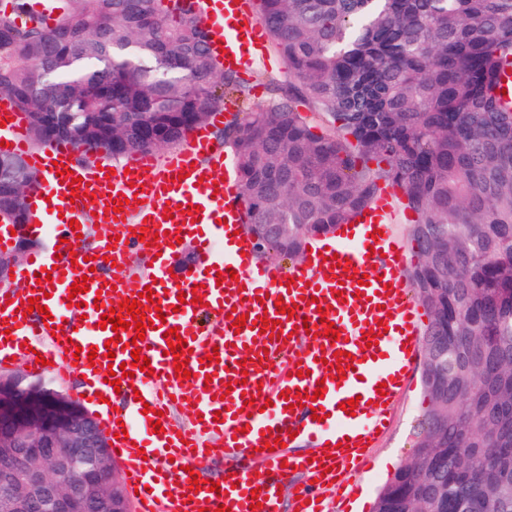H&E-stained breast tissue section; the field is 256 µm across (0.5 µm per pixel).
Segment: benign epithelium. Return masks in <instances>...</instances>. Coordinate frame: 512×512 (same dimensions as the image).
<instances>
[{"label": "benign epithelium", "mask_w": 512, "mask_h": 512, "mask_svg": "<svg viewBox=\"0 0 512 512\" xmlns=\"http://www.w3.org/2000/svg\"><path fill=\"white\" fill-rule=\"evenodd\" d=\"M263 228L261 255L268 239L288 238L286 224ZM46 395L40 380L0 374V512H132L126 490L104 479L115 463L95 417Z\"/></svg>", "instance_id": "benign-epithelium-1"}]
</instances>
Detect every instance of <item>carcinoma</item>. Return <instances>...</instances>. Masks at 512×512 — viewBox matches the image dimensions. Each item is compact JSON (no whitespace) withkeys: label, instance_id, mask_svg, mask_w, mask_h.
<instances>
[{"label":"carcinoma","instance_id":"1","mask_svg":"<svg viewBox=\"0 0 512 512\" xmlns=\"http://www.w3.org/2000/svg\"><path fill=\"white\" fill-rule=\"evenodd\" d=\"M254 2L288 88L224 127L246 223L310 225L271 243L293 259L383 184L415 215L428 405L372 512H512V0ZM26 4L0 9V99L39 148L176 145L240 91L173 0H46L49 26ZM20 159L0 154V204L37 181Z\"/></svg>","mask_w":512,"mask_h":512}]
</instances>
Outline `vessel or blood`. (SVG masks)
I'll list each match as a JSON object with an SVG mask.
<instances>
[{
    "mask_svg": "<svg viewBox=\"0 0 512 512\" xmlns=\"http://www.w3.org/2000/svg\"><path fill=\"white\" fill-rule=\"evenodd\" d=\"M193 8L225 69L243 71L265 56V28L248 0H195ZM223 118L222 109H213L209 123L192 129L174 154L139 153L106 178L97 166L76 165L70 142L30 150L25 112L10 102L0 107V141L45 177L23 223L0 225V251L19 236L50 243L22 264L18 287L0 288V366L18 359L39 373L36 359L44 357L81 375L80 391L92 406L140 391V400L99 414L125 482L137 492L138 512H216L221 505L229 512H282L287 480L295 484L296 512H326L323 495L341 490L344 472L366 463L388 427L387 406L397 401L421 349L424 314L409 295L406 250L392 230L397 209L389 192H381L339 225L327 251L306 252L287 268L257 262L242 230L241 189L222 179L224 155L211 137ZM74 219L111 228L92 251L94 263L85 260L89 251L71 229ZM176 232L191 236L196 250L194 263L178 272V248L169 239ZM339 258L348 268L336 266ZM46 270L51 280L37 281ZM86 274L88 292L71 294L72 283ZM147 288L152 299L141 311L149 322L150 368L116 388L107 382L109 370L132 363L127 346L135 332L116 334L100 321ZM191 291L201 304H180L179 294ZM33 298L47 313L30 311ZM280 301L293 308L292 317L281 316ZM326 320L338 338L323 336ZM172 328L190 350L187 380L176 376L166 353ZM368 332L375 344H367ZM91 347L96 357L88 356ZM212 353L218 361L206 363ZM340 364L347 368L342 376ZM353 398L354 413L341 410ZM176 406L191 408L196 421L176 422ZM156 421L162 432H154ZM278 438L284 446H275ZM300 442L309 444L308 454L296 453ZM210 460L224 463L219 491L195 489L190 467ZM243 460L259 462L264 474H248L239 466Z\"/></svg>",
    "mask_w": 512,
    "mask_h": 512,
    "instance_id": "vessel-or-blood-1",
    "label": "vessel or blood"
}]
</instances>
